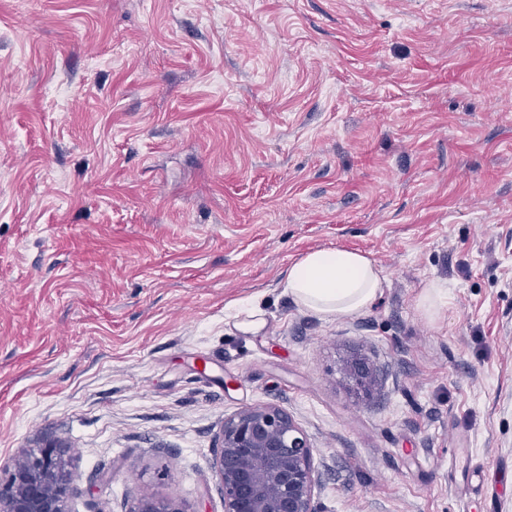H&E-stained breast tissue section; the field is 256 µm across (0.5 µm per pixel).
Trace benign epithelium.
Instances as JSON below:
<instances>
[{"mask_svg":"<svg viewBox=\"0 0 512 512\" xmlns=\"http://www.w3.org/2000/svg\"><path fill=\"white\" fill-rule=\"evenodd\" d=\"M348 375L364 392L376 381L375 369L364 360L352 362ZM64 448L52 439L22 455L0 478V512H67L75 476L64 464ZM211 468L224 512H318L310 439L277 406L257 405L225 418ZM131 512L184 510L144 496Z\"/></svg>","mask_w":512,"mask_h":512,"instance_id":"1","label":"benign epithelium"}]
</instances>
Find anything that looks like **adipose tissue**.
Returning a JSON list of instances; mask_svg holds the SVG:
<instances>
[{
	"instance_id": "1",
	"label": "adipose tissue",
	"mask_w": 512,
	"mask_h": 512,
	"mask_svg": "<svg viewBox=\"0 0 512 512\" xmlns=\"http://www.w3.org/2000/svg\"><path fill=\"white\" fill-rule=\"evenodd\" d=\"M383 281L381 268L360 251L316 248L289 266L286 288L301 308L326 317H347L373 305Z\"/></svg>"
}]
</instances>
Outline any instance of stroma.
Wrapping results in <instances>:
<instances>
[{"mask_svg": "<svg viewBox=\"0 0 512 512\" xmlns=\"http://www.w3.org/2000/svg\"><path fill=\"white\" fill-rule=\"evenodd\" d=\"M319 247L373 306L292 301ZM262 404L320 512H512V0H0V469L59 438L68 512H224ZM384 279L377 263L358 250L316 248L288 267L286 288L301 308L347 317L375 303ZM444 288L439 282H430L425 287L420 298V305L426 312L432 314L444 304V301L448 298L447 290ZM348 375L357 390L367 392L371 390L376 381V371L364 360H356L351 363Z\"/></svg>", "mask_w": 512, "mask_h": 512, "instance_id": "stroma-1", "label": "stroma"}]
</instances>
